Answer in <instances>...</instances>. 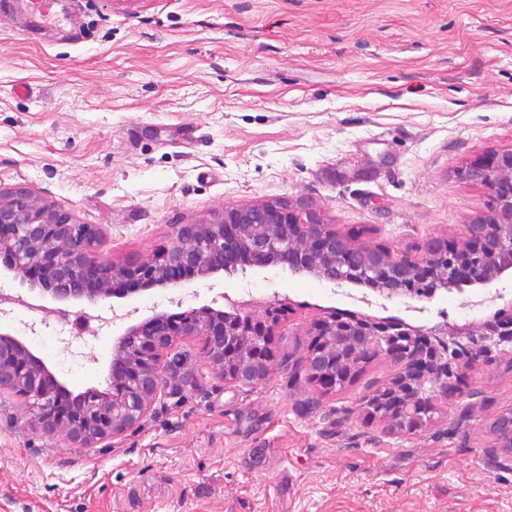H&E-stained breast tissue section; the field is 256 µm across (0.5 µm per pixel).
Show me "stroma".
I'll return each instance as SVG.
<instances>
[{
    "label": "stroma",
    "instance_id": "35a3bbf8",
    "mask_svg": "<svg viewBox=\"0 0 512 512\" xmlns=\"http://www.w3.org/2000/svg\"><path fill=\"white\" fill-rule=\"evenodd\" d=\"M510 150L512 0H70L53 28L0 11V186L98 225L101 262L153 256L174 225L265 203L420 256L434 238L465 242L496 199L463 172ZM217 290L288 303L269 376L234 386L187 337L142 427L88 448L0 396V512H512V452L489 430L512 410V369H467L482 404L442 399L426 427L391 433L361 406L394 376L389 359L326 396L304 361L330 311L475 322L512 277L363 304L360 285L269 266L108 303L143 319ZM43 303L12 327L46 321L31 350L73 393L107 391L124 323L97 339Z\"/></svg>",
    "mask_w": 512,
    "mask_h": 512
}]
</instances>
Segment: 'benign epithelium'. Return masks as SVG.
<instances>
[{"mask_svg": "<svg viewBox=\"0 0 512 512\" xmlns=\"http://www.w3.org/2000/svg\"><path fill=\"white\" fill-rule=\"evenodd\" d=\"M464 177L493 188L496 206L471 226L464 246L432 239L420 257L357 246L321 224L312 210L262 204L226 206L209 224H176L167 252L114 266L91 257L102 236L99 227L74 222L25 187H0V257L29 293H47L61 303L59 316L70 315L64 304L71 300L95 306L129 293L130 285L176 286L191 276L270 265L334 285L358 283L388 296L431 298L441 288L484 286L512 272V151L475 161ZM222 298L225 311L210 306L176 314L154 310L127 326L109 365V391L78 394L79 408L68 405L71 391L28 349L23 336L0 331V392L23 400L42 432L88 447L141 428L163 395L169 371L181 362L173 352L181 337H204L207 357L224 380L251 387L270 373L275 327L284 310L268 302L235 301L226 293ZM110 311L109 317L81 311L78 319L94 334L126 318L113 307ZM311 335L307 367L324 395L346 377L336 372L330 355L351 364L376 354L396 367L391 382L375 392L378 400L402 389L414 400L444 397L448 385L459 386L462 369L473 365L478 350L512 347V301L479 322L429 328L364 314L344 320L334 312L318 320Z\"/></svg>", "mask_w": 512, "mask_h": 512, "instance_id": "benign-epithelium-1", "label": "benign epithelium"}]
</instances>
